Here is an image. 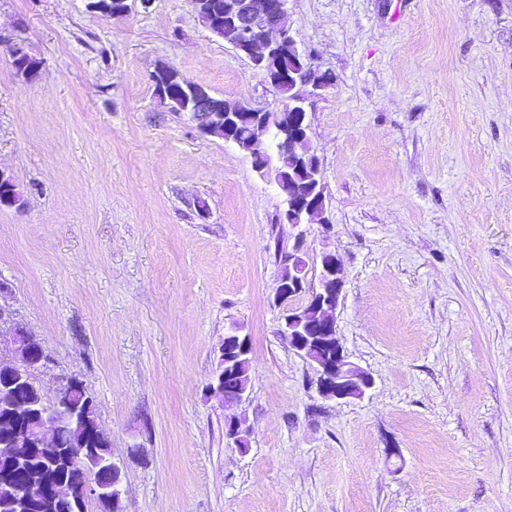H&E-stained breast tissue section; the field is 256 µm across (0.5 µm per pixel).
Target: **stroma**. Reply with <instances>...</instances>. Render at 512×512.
Returning <instances> with one entry per match:
<instances>
[{
  "instance_id": "obj_1",
  "label": "stroma",
  "mask_w": 512,
  "mask_h": 512,
  "mask_svg": "<svg viewBox=\"0 0 512 512\" xmlns=\"http://www.w3.org/2000/svg\"><path fill=\"white\" fill-rule=\"evenodd\" d=\"M128 3L0 0V169L25 199L0 207V308L46 350V398L92 395L125 512H512V0L288 2L332 80L308 101L329 223L302 250L309 283L322 250L345 269L337 334L374 379L348 402L280 334L278 189L151 76L278 92L191 0ZM236 328L250 393L227 407L209 384ZM80 386L85 392L86 387L82 381L66 377L62 380L59 388L56 391L54 403L61 404L69 413L71 418L78 420L81 413V397L74 391L75 387Z\"/></svg>"
}]
</instances>
